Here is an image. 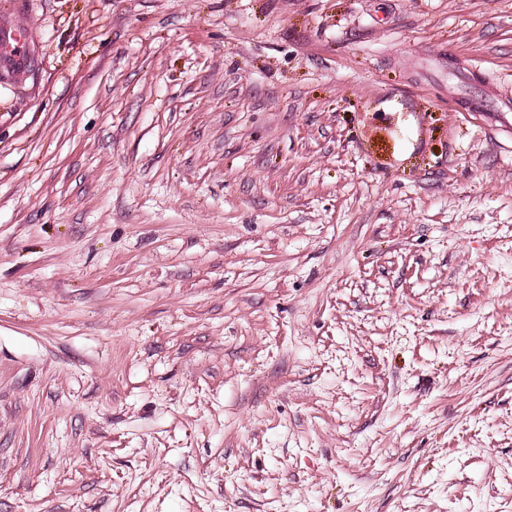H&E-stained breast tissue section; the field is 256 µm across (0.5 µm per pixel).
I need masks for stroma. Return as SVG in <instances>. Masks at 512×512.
<instances>
[{
  "instance_id": "obj_1",
  "label": "stroma",
  "mask_w": 512,
  "mask_h": 512,
  "mask_svg": "<svg viewBox=\"0 0 512 512\" xmlns=\"http://www.w3.org/2000/svg\"><path fill=\"white\" fill-rule=\"evenodd\" d=\"M0 512H512V0H0ZM2 36H9L13 40L14 48L10 50L9 55H4L3 51L1 53L3 64L4 65H19L23 62L24 58L20 55L23 51V47L25 45L26 40L28 39L27 29L17 27L14 24L9 25L6 29L2 28ZM18 50L15 53H12L15 50Z\"/></svg>"
}]
</instances>
